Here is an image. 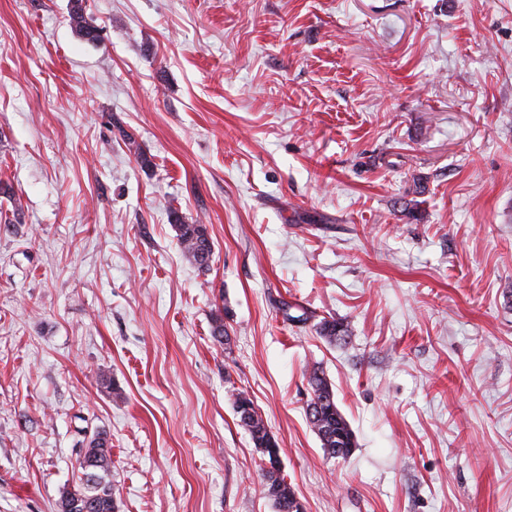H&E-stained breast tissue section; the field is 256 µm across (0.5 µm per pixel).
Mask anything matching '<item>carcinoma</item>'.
Here are the masks:
<instances>
[{
  "mask_svg": "<svg viewBox=\"0 0 512 512\" xmlns=\"http://www.w3.org/2000/svg\"><path fill=\"white\" fill-rule=\"evenodd\" d=\"M70 20L79 35L89 42L100 40V30L90 24L82 7V0H74ZM170 218L177 230L179 249L202 269L209 267L213 243L203 224H188L176 209H170ZM319 333L328 343L344 341L348 337L347 325L335 319L325 320ZM308 383L314 398L321 404L322 418L310 423L321 442L324 453L334 459H348L357 447V441L348 421L332 400L334 391L320 368L309 372ZM234 410L240 425L249 433L255 448L267 459L281 451L278 440L269 430L250 395L237 390L233 393ZM79 482L63 489L57 503L58 512H118L119 505L112 488V442L104 432L89 436L80 449ZM263 493L273 502L276 512H304V505L296 495L282 470L262 469Z\"/></svg>",
  "mask_w": 512,
  "mask_h": 512,
  "instance_id": "cac0c4a2",
  "label": "carcinoma"
}]
</instances>
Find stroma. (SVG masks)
I'll use <instances>...</instances> for the list:
<instances>
[{"instance_id":"obj_1","label":"stroma","mask_w":512,"mask_h":512,"mask_svg":"<svg viewBox=\"0 0 512 512\" xmlns=\"http://www.w3.org/2000/svg\"><path fill=\"white\" fill-rule=\"evenodd\" d=\"M85 5L0 0V512L94 431L120 512H274L235 389L305 512H512V0ZM74 5L70 12V20L79 35L89 42H98L100 40V30L90 24L82 7V0H74ZM170 218L177 230L179 249L199 268L209 267L213 243L204 224H186L176 209H170ZM308 383L312 390L313 396L307 406V420L313 432L317 435L321 442V448L324 453L334 459H348L354 449L357 447V441L353 430L348 421L345 419L336 404V397L331 384L326 379L320 368H313L308 375ZM325 394V395H324ZM332 397V401L328 398ZM325 399L326 402L321 404L322 418L318 423H314L308 414V407L314 399ZM315 400L310 408V416L319 404ZM329 432V436L327 434ZM324 432V435L322 433ZM234 410L239 419L240 425L249 433L250 439L261 453L263 460L270 457L273 452H281L278 440L269 430L258 408L255 406L250 395L243 390H235Z\"/></svg>"}]
</instances>
